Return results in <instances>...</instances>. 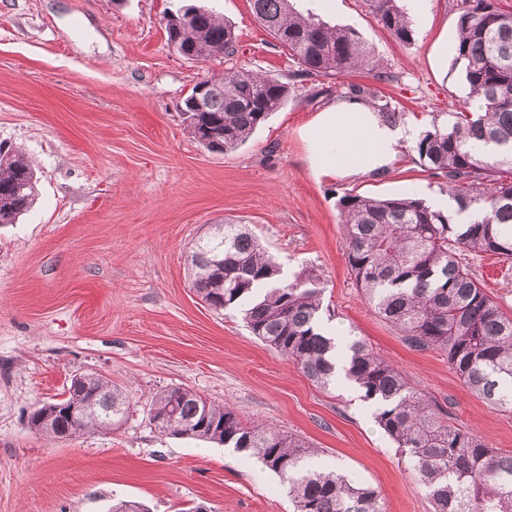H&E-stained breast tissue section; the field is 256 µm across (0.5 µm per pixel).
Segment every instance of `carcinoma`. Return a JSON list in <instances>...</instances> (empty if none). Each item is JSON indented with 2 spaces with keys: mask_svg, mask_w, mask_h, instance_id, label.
Here are the masks:
<instances>
[{
  "mask_svg": "<svg viewBox=\"0 0 512 512\" xmlns=\"http://www.w3.org/2000/svg\"><path fill=\"white\" fill-rule=\"evenodd\" d=\"M256 19L288 50L306 77L372 79L349 83L344 97L367 102L387 122L398 112L377 85L398 76L374 59L351 26H329L295 11L291 0H250ZM378 22L398 42L411 43L412 19L398 0H368ZM456 62L469 96L459 110L431 113L413 150L424 171L444 179L440 190L454 212L411 196L377 198L354 191L338 197L349 272L356 288L417 351L437 350L467 389L512 412V315L488 295L469 255L512 259V11L495 0H460ZM168 41L182 56L205 60L237 53L232 25L194 6L166 17ZM183 99L190 134L212 153L244 144L281 109L289 85L252 69L204 81ZM493 146L480 156L471 141ZM34 171L19 151L0 148V224L33 205ZM192 287L216 311H235L250 332L292 361L317 386L345 379L376 406L385 434L408 454L433 512H512V455L448 424L398 367L366 340L339 343L323 328L322 289L304 267L281 277L277 258L247 224H214L187 255ZM343 358V373L336 356ZM121 387L92 372L72 378L68 398L35 407L30 429L64 438L119 426L130 413ZM150 418L170 431L257 458L288 489L294 512H385L380 492L334 469L317 467L319 449L298 435L249 423L188 388H167L151 399Z\"/></svg>",
  "mask_w": 512,
  "mask_h": 512,
  "instance_id": "obj_1",
  "label": "carcinoma"
}]
</instances>
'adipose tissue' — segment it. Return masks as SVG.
Wrapping results in <instances>:
<instances>
[{"label":"adipose tissue","instance_id":"ef3b65f1","mask_svg":"<svg viewBox=\"0 0 512 512\" xmlns=\"http://www.w3.org/2000/svg\"><path fill=\"white\" fill-rule=\"evenodd\" d=\"M417 134L415 123L382 122L369 104L348 98L317 113L304 131L315 172L336 178L384 172Z\"/></svg>","mask_w":512,"mask_h":512}]
</instances>
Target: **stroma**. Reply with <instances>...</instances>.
Listing matches in <instances>:
<instances>
[{
	"mask_svg": "<svg viewBox=\"0 0 512 512\" xmlns=\"http://www.w3.org/2000/svg\"><path fill=\"white\" fill-rule=\"evenodd\" d=\"M231 22L238 51L181 57L165 18L183 0H0V143L37 171L32 209L0 226V512H293L279 477L233 449L159 432V390L185 387L242 419L299 435L320 465L380 490L386 512H432L411 463L357 392L317 387L253 336L238 316L206 306L186 254L210 225L249 224L283 273L319 274L328 330L366 339L450 425L512 452V413L473 395L436 350L416 351L361 297L348 270L340 192L443 200L440 181L403 149L382 175L336 179L310 166L305 127L335 102L344 77L298 76L249 0H195ZM302 14L351 26L398 82L380 91L399 122L427 129L468 96L455 64L456 0H426L414 41L384 30L366 0H293ZM246 67L290 86L286 104L248 141L207 151L179 103L202 80ZM486 292L512 314V270L471 261ZM96 372L133 402L120 428L46 438L27 423Z\"/></svg>",
	"mask_w": 512,
	"mask_h": 512,
	"instance_id": "obj_1",
	"label": "stroma"
}]
</instances>
